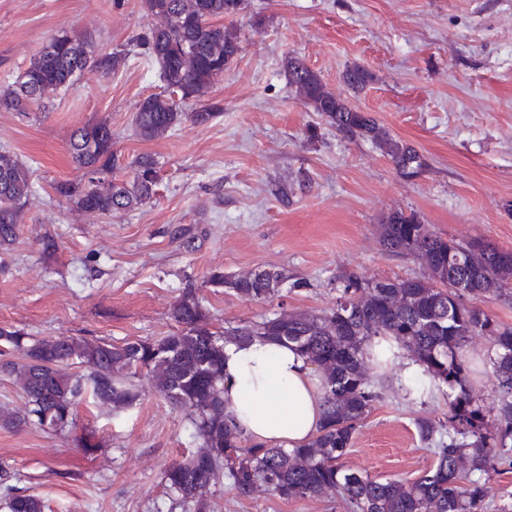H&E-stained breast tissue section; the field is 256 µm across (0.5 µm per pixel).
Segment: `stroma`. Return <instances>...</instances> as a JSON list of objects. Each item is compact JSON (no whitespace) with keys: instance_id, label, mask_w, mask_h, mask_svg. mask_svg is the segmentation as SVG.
Wrapping results in <instances>:
<instances>
[{"instance_id":"1","label":"stroma","mask_w":512,"mask_h":512,"mask_svg":"<svg viewBox=\"0 0 512 512\" xmlns=\"http://www.w3.org/2000/svg\"><path fill=\"white\" fill-rule=\"evenodd\" d=\"M232 25L240 53L201 101L223 114L183 122L166 137L135 133L140 100L164 91L157 67L132 51L152 19L142 0H0V89L12 85L60 31L92 39L96 52L129 50L105 75L89 68L46 106L0 111V151L30 166L39 197L17 241L0 248V327L29 336H86L115 344L175 332L170 316L186 284L199 288L212 326L248 325L274 313H318L336 301L337 277L370 281L426 275L422 261L385 250L382 220L413 212L444 238H482L512 249V0H247ZM262 28L250 25L253 15ZM297 56L329 91L412 143L427 170L413 181L366 141L337 135L289 88ZM373 75L349 95L345 70ZM107 121L120 161L159 162L150 202L106 217L74 209L52 185L78 172L67 144L78 128ZM306 184L291 204L276 184ZM188 236H180V229ZM55 238L53 252L42 240ZM259 267L286 273L263 303L209 285L212 273ZM491 337L466 348L470 387L492 405ZM136 405L115 414L86 402L73 430L0 427V466L40 497L46 512H169L164 465L197 450L184 410L141 381ZM443 397L383 393L360 422L344 463L382 479H413L433 462L415 421L440 418ZM487 512H512V463L483 474ZM214 512H346L335 492L283 500L257 489L237 497L217 480Z\"/></svg>"}]
</instances>
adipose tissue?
Instances as JSON below:
<instances>
[{
	"instance_id": "1",
	"label": "adipose tissue",
	"mask_w": 512,
	"mask_h": 512,
	"mask_svg": "<svg viewBox=\"0 0 512 512\" xmlns=\"http://www.w3.org/2000/svg\"><path fill=\"white\" fill-rule=\"evenodd\" d=\"M223 387L225 413L253 445L295 448L323 424V377L294 345L227 344Z\"/></svg>"
}]
</instances>
